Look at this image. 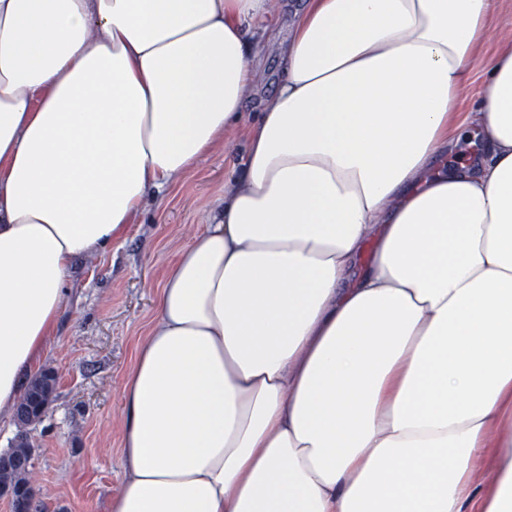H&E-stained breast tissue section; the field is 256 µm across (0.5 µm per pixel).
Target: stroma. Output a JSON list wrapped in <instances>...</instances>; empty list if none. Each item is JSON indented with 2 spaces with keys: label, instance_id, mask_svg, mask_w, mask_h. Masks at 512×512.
<instances>
[{
  "label": "stroma",
  "instance_id": "stroma-1",
  "mask_svg": "<svg viewBox=\"0 0 512 512\" xmlns=\"http://www.w3.org/2000/svg\"><path fill=\"white\" fill-rule=\"evenodd\" d=\"M492 38L461 77L459 115L472 112L482 73L494 54L512 48V0H491ZM278 0L256 61L258 95L272 94L282 74L292 9ZM243 146L229 139L162 196L148 197L136 223L106 248L75 261L58 329L41 371L56 378L46 413L29 428L31 475L39 512H108L122 479V392L136 348L157 310L174 255L207 224L240 170Z\"/></svg>",
  "mask_w": 512,
  "mask_h": 512
}]
</instances>
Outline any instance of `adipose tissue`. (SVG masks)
<instances>
[{"label": "adipose tissue", "mask_w": 512, "mask_h": 512, "mask_svg": "<svg viewBox=\"0 0 512 512\" xmlns=\"http://www.w3.org/2000/svg\"><path fill=\"white\" fill-rule=\"evenodd\" d=\"M0 0V418L73 260L236 134L123 388L108 512H512V51L490 0ZM300 0H280L273 10L267 24L268 31L263 37L264 48L260 57L253 62L260 73V85L256 95L247 103L244 119H253L257 99L262 95H270L275 90L282 74L281 51L283 44L288 41L289 25L292 17V9L300 4ZM492 10L488 17V25L492 38L482 46L473 66L461 77L466 93L458 106V115L464 116L475 112V102L482 89L483 68L490 62L494 54L505 47L512 49V0H490Z\"/></svg>", "instance_id": "obj_1"}]
</instances>
